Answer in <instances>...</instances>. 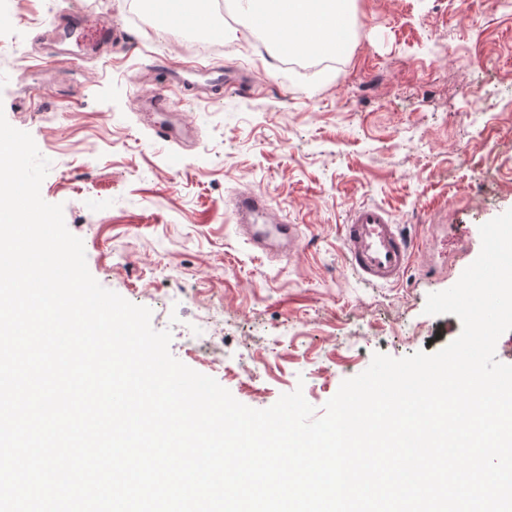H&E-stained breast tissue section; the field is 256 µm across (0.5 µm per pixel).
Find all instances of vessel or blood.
Returning <instances> with one entry per match:
<instances>
[{
	"mask_svg": "<svg viewBox=\"0 0 512 512\" xmlns=\"http://www.w3.org/2000/svg\"><path fill=\"white\" fill-rule=\"evenodd\" d=\"M191 73L203 76V92L215 94L224 86L223 70L200 65L168 71V83L179 89L186 88L189 84L187 76ZM150 107L160 114L159 119L153 123L152 137L159 142L177 140L174 128L162 116L166 109L165 98H156ZM269 208L270 202L262 192L254 190L237 195L234 214L237 224L245 229L247 241L262 250L283 243L289 249H296L297 226L269 218ZM342 244L346 260L356 276L377 286L400 282L408 270L413 252L410 238L394 224L390 213L378 205L351 207L342 226Z\"/></svg>",
	"mask_w": 512,
	"mask_h": 512,
	"instance_id": "b4317fda",
	"label": "vessel or blood"
}]
</instances>
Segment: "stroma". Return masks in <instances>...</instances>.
I'll list each match as a JSON object with an SVG mask.
<instances>
[{"label":"stroma","mask_w":512,"mask_h":512,"mask_svg":"<svg viewBox=\"0 0 512 512\" xmlns=\"http://www.w3.org/2000/svg\"><path fill=\"white\" fill-rule=\"evenodd\" d=\"M85 14L63 49L37 41ZM130 0H0V110L51 162L47 203L82 239L105 288L151 309L172 355L242 404L302 389L316 413L376 352L434 353L462 331L425 314L512 209V11L493 0H353L348 44L308 72L282 66L240 11L213 15L200 53L174 28L141 32ZM248 69L211 101L168 91L181 145L152 141L155 59ZM166 90V89H165ZM297 225L301 248L246 243L231 201L246 188ZM385 208L414 241L407 276L370 286L350 269L352 205ZM209 325L217 343L192 338Z\"/></svg>","instance_id":"35a3bbf8"}]
</instances>
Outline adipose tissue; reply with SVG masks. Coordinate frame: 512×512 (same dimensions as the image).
Returning a JSON list of instances; mask_svg holds the SVG:
<instances>
[{
	"instance_id": "1",
	"label": "adipose tissue",
	"mask_w": 512,
	"mask_h": 512,
	"mask_svg": "<svg viewBox=\"0 0 512 512\" xmlns=\"http://www.w3.org/2000/svg\"><path fill=\"white\" fill-rule=\"evenodd\" d=\"M240 9L274 32L287 49L321 54L344 45L350 0H238Z\"/></svg>"
}]
</instances>
